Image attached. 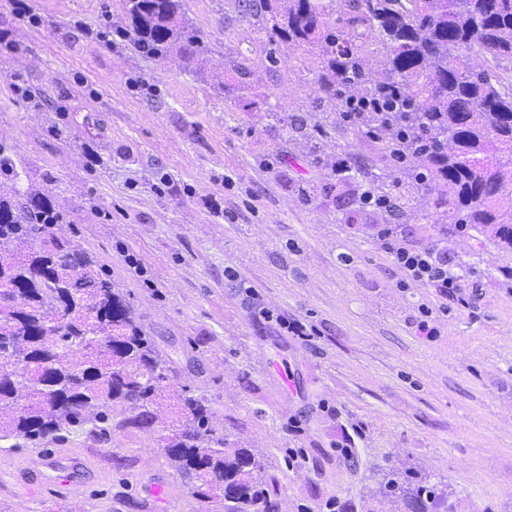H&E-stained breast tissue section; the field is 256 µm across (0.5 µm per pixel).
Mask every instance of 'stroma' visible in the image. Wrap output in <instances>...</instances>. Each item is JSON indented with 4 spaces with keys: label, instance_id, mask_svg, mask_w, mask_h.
Here are the masks:
<instances>
[{
    "label": "stroma",
    "instance_id": "1",
    "mask_svg": "<svg viewBox=\"0 0 512 512\" xmlns=\"http://www.w3.org/2000/svg\"><path fill=\"white\" fill-rule=\"evenodd\" d=\"M184 7L210 46L200 61L97 40L127 26L124 0H0V144L21 189L51 196L59 234L109 272L175 383L254 453L276 512H407L386 490L396 468L436 485L425 512H512V252L452 233L459 296L401 287L371 228L435 244L436 190L412 189L404 219L365 203L379 143L327 128L318 165L278 120L321 98L317 54L269 42L236 0ZM341 159L367 176L337 182ZM156 415L53 444L69 484L34 500L31 450L0 440V512H224L170 467L158 439L175 414Z\"/></svg>",
    "mask_w": 512,
    "mask_h": 512
}]
</instances>
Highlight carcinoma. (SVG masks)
<instances>
[{
    "instance_id": "obj_1",
    "label": "carcinoma",
    "mask_w": 512,
    "mask_h": 512,
    "mask_svg": "<svg viewBox=\"0 0 512 512\" xmlns=\"http://www.w3.org/2000/svg\"><path fill=\"white\" fill-rule=\"evenodd\" d=\"M140 52L192 60L209 51L183 0H125ZM272 24L280 39L317 50L318 82L336 116L383 145L391 174L377 190L390 196L401 179L432 183L444 217L512 250V0H239ZM383 58L374 70L369 59ZM483 66H470L473 56ZM294 129L319 148L324 126ZM20 174L0 145V435L12 449L59 441L62 431L105 435L113 413L132 409L146 424L166 398L169 361L139 324L123 291L81 245L57 235L63 215L44 193L20 202ZM27 403L20 405L18 400ZM179 412L193 423L161 437L170 466L194 494L211 499L212 482L236 490L227 512H275L254 455L230 448L205 401L184 390ZM413 512L435 486L399 472L386 482Z\"/></svg>"
}]
</instances>
